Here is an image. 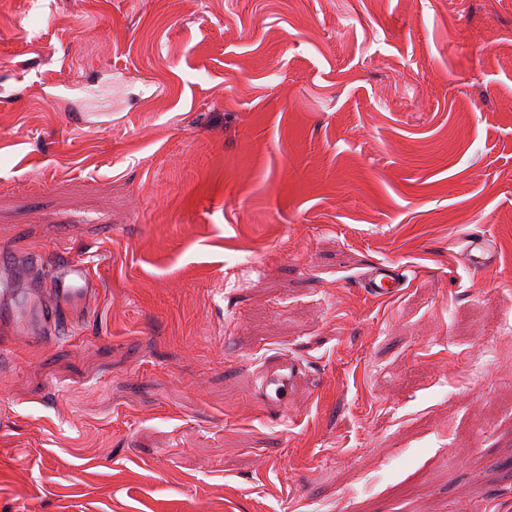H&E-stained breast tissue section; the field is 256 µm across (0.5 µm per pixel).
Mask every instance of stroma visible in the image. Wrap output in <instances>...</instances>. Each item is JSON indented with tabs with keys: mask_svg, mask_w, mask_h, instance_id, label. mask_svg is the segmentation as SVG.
Masks as SVG:
<instances>
[{
	"mask_svg": "<svg viewBox=\"0 0 512 512\" xmlns=\"http://www.w3.org/2000/svg\"><path fill=\"white\" fill-rule=\"evenodd\" d=\"M2 248L0 512H512V0H0ZM43 257L34 253L0 251V330L15 340L46 343L74 319L96 291L91 262L64 258L53 265L50 288L35 281ZM399 268L391 264L377 263L369 267L361 281V288L373 298H388L396 294L403 284ZM293 376V369L288 367V373H282L265 381L262 396L270 405L269 409L276 415L283 416L287 412L288 384Z\"/></svg>",
	"mask_w": 512,
	"mask_h": 512,
	"instance_id": "stroma-1",
	"label": "stroma"
}]
</instances>
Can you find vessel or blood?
Returning a JSON list of instances; mask_svg holds the SVG:
<instances>
[{"label": "vessel or blood", "mask_w": 512, "mask_h": 512, "mask_svg": "<svg viewBox=\"0 0 512 512\" xmlns=\"http://www.w3.org/2000/svg\"><path fill=\"white\" fill-rule=\"evenodd\" d=\"M42 264L38 254L0 251V333L31 343L52 341L94 293L89 261L57 260L46 289L35 282ZM402 284L400 269L385 263L370 266L361 281L364 292L374 298L394 296ZM290 380V374L282 373L264 383L262 396L276 415L287 412Z\"/></svg>", "instance_id": "obj_1"}]
</instances>
